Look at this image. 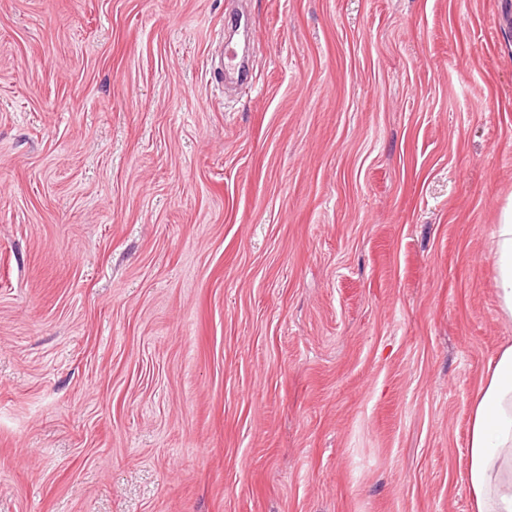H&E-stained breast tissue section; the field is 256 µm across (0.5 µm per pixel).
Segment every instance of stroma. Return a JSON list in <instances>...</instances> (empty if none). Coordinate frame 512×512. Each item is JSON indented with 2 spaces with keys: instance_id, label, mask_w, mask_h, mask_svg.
I'll list each match as a JSON object with an SVG mask.
<instances>
[{
  "instance_id": "35a3bbf8",
  "label": "stroma",
  "mask_w": 512,
  "mask_h": 512,
  "mask_svg": "<svg viewBox=\"0 0 512 512\" xmlns=\"http://www.w3.org/2000/svg\"><path fill=\"white\" fill-rule=\"evenodd\" d=\"M511 202L512 0H0V512H473ZM496 286L502 312L512 317V206L502 213L496 228Z\"/></svg>"
}]
</instances>
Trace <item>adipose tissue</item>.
I'll list each match as a JSON object with an SVG mask.
<instances>
[{
    "label": "adipose tissue",
    "instance_id": "obj_1",
    "mask_svg": "<svg viewBox=\"0 0 512 512\" xmlns=\"http://www.w3.org/2000/svg\"><path fill=\"white\" fill-rule=\"evenodd\" d=\"M496 286L512 317V206L496 228ZM466 484L474 512H512V346L491 361L470 419Z\"/></svg>",
    "mask_w": 512,
    "mask_h": 512
}]
</instances>
